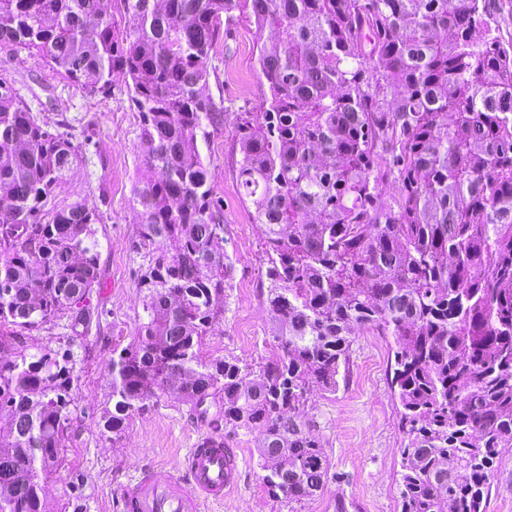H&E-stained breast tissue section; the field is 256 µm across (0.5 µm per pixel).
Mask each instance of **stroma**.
<instances>
[{
  "label": "stroma",
  "instance_id": "stroma-1",
  "mask_svg": "<svg viewBox=\"0 0 512 512\" xmlns=\"http://www.w3.org/2000/svg\"><path fill=\"white\" fill-rule=\"evenodd\" d=\"M259 34L240 22L224 31L212 53L215 74L208 91L224 103V124L202 152L210 162L214 195L224 213V247L233 264L224 299V319L207 337L204 357L225 356L257 364L275 357L272 321L263 295L265 244L252 205L236 178L239 157L234 122L238 112L258 107L267 86L257 63ZM12 82L32 102L51 131L72 132L79 159L47 202L57 209L82 200L104 216L97 225L100 285L91 296L101 312L99 325L77 338L81 358L75 399L88 416L64 452L65 465L45 486L53 512L66 503L69 480L83 492L86 512H115V497L143 466L180 470L186 451L211 434L208 421L191 417L177 396L167 395L150 411L132 416L118 439L101 436L94 413L106 403L114 349L127 346L143 314L138 286L145 253L138 246L139 216L132 185L142 166L140 118L122 78L106 92L87 94L27 55L0 50V78ZM389 339L373 328L355 338L346 376L336 391H314L306 409L312 433L329 464L330 480L298 512H400L399 407L389 387ZM224 443L239 456L240 480L223 502L205 512H289L272 498L257 464V433L224 430Z\"/></svg>",
  "mask_w": 512,
  "mask_h": 512
}]
</instances>
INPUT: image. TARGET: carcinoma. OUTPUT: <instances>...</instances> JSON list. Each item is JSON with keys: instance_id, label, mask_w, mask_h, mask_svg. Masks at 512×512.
Listing matches in <instances>:
<instances>
[{"instance_id": "1", "label": "carcinoma", "mask_w": 512, "mask_h": 512, "mask_svg": "<svg viewBox=\"0 0 512 512\" xmlns=\"http://www.w3.org/2000/svg\"><path fill=\"white\" fill-rule=\"evenodd\" d=\"M119 2L131 16L117 26ZM496 0H0V47L89 93L121 75L140 116L132 189L143 317L112 355L101 435L167 394L259 434L263 483L301 504L329 479L302 420L339 385L357 332L392 338L390 388L408 439L401 512H485L512 448V48ZM246 21L268 95L236 115L237 178L265 239L281 354L255 369L200 355L224 319L232 262L199 143L224 121L201 96L224 27ZM78 147L0 78V512H49L44 480L85 411L75 338L100 321V212L42 211ZM395 186V205L382 187ZM67 320L68 345L25 332Z\"/></svg>"}]
</instances>
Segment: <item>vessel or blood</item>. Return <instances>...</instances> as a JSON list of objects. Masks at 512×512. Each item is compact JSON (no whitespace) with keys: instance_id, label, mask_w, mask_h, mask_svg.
I'll return each instance as SVG.
<instances>
[{"instance_id":"obj_1","label":"vessel or blood","mask_w":512,"mask_h":512,"mask_svg":"<svg viewBox=\"0 0 512 512\" xmlns=\"http://www.w3.org/2000/svg\"><path fill=\"white\" fill-rule=\"evenodd\" d=\"M240 478L238 454L223 438L205 436L185 454L181 474L157 465L141 469L120 491L117 512H203Z\"/></svg>"}]
</instances>
